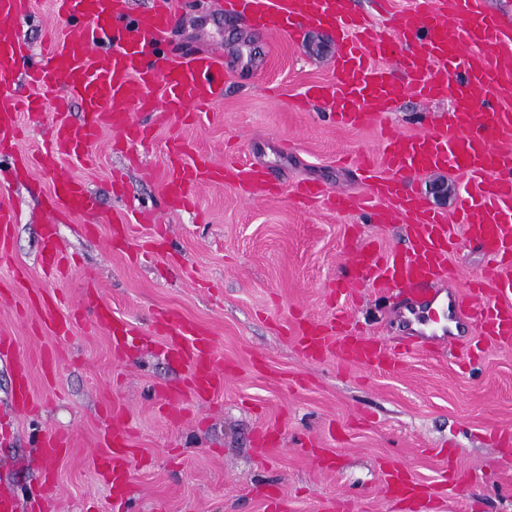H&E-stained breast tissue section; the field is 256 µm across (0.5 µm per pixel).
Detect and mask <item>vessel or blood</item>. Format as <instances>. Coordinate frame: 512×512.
I'll return each instance as SVG.
<instances>
[{
	"instance_id": "1",
	"label": "vessel or blood",
	"mask_w": 512,
	"mask_h": 512,
	"mask_svg": "<svg viewBox=\"0 0 512 512\" xmlns=\"http://www.w3.org/2000/svg\"><path fill=\"white\" fill-rule=\"evenodd\" d=\"M31 7L32 0H0V145L17 138L26 119L41 117L45 106H52L58 118L37 151L39 167L51 181L47 207L56 214L87 213L94 208L93 196L83 181L62 168V159H90L107 129L127 143H146L149 133L136 122V113L161 109L183 114L223 97L224 53L163 51V36L175 20L173 0H154L151 8L135 13L128 0H55L63 27L35 52L19 31ZM216 11L243 18L266 33L292 34L304 28L336 32L334 77L312 85L307 95L330 105L337 126L371 123L408 95L424 103L451 100L442 119L423 112L422 133L386 136L384 172L363 161L364 195L354 198L315 182L298 185L296 193L304 201L321 200L336 211L355 208L371 223L400 226L404 249L358 247L350 278L358 288L402 295L397 315L410 332L401 347L392 349L341 332L332 323L309 322L298 328L300 353L382 370L397 367L404 355L424 345L470 348L471 331L511 349L512 104L503 96L512 92V28L487 13L484 0H415L398 26L400 38L410 46L399 61L408 75L403 82L381 63L392 54V42L350 11L348 0H216ZM22 79L34 90L25 99L16 92ZM157 87L162 90L158 96L153 93ZM75 100L82 116L73 122L66 114ZM440 170L466 178L450 213L403 188L409 178ZM216 181L235 184L248 200L270 185L265 169L193 156L181 144L168 154L161 188L171 205L186 206L199 185ZM15 213L14 204L0 197V258L7 251ZM42 230L41 267L49 275L61 273L68 257L57 227L47 223ZM462 239L477 245L488 260L478 288L464 298L444 286L449 256ZM56 307L50 296L40 302L59 338L71 335L74 322L86 314L107 328L115 352H122L134 331L93 288L84 291L69 317H55ZM158 321L167 332V355L188 378L186 387L164 389L167 403L218 392L224 385V358L208 331L170 311L161 312ZM0 359L10 363L16 377L14 407L35 414L31 365L9 337H0ZM112 415L116 422L95 466L113 500L124 502L131 493L133 453L123 409ZM389 482L400 496L428 493L398 471L390 473Z\"/></svg>"
}]
</instances>
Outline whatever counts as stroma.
Segmentation results:
<instances>
[{"label":"stroma","instance_id":"obj_1","mask_svg":"<svg viewBox=\"0 0 512 512\" xmlns=\"http://www.w3.org/2000/svg\"><path fill=\"white\" fill-rule=\"evenodd\" d=\"M413 0H350L379 31L393 33ZM224 49L231 75L223 100L191 118L146 116L147 145L112 149L104 132L98 161H67L95 200L93 215L60 218L58 237L70 273L52 281L39 264V223L51 189L39 173L0 175V195L13 200L17 222L11 258L0 263V336L14 340L32 367L38 415L9 421L0 445V480L20 496L38 490L45 474L59 487L56 512H114L94 455L123 407L136 449L131 499L125 512H419L393 498L385 470L399 466L437 496L431 512H512V349L482 347L462 371L445 351L418 352L394 369L367 371L335 358L301 356L292 334L297 320L324 321L351 309L368 336L395 342L406 330L364 289L340 297L336 288L356 259V243L403 247L399 225L366 224L361 216L299 206L289 188L314 181L353 194L366 189L339 152L380 160L386 129L419 134V105L404 98L382 121L336 127L328 105L302 102L306 88L332 78L336 35L330 30L291 36L265 34L238 18L211 15L209 0H181L166 34L171 52H202L201 29ZM193 152L262 165L281 187L271 200L243 201L235 185L197 189L190 208L169 209L160 177L173 142ZM151 213L128 243L110 242L116 210ZM168 240H156L158 226ZM25 269L14 280V267ZM99 287L144 346L116 355L108 333L79 322L56 339L39 294L78 299ZM172 310L206 328L230 374L207 403L166 408L160 388L181 385L184 373L158 356L164 336L156 312ZM61 358L53 379L41 366L45 350ZM65 434L66 455L43 460L36 431ZM464 474L467 486L454 488Z\"/></svg>","mask_w":512,"mask_h":512}]
</instances>
